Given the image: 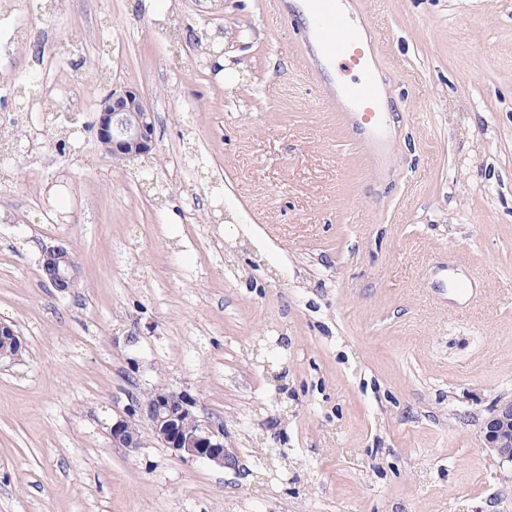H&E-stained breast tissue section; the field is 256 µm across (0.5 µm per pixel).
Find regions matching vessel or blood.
Segmentation results:
<instances>
[{
	"instance_id": "b4317fda",
	"label": "vessel or blood",
	"mask_w": 512,
	"mask_h": 512,
	"mask_svg": "<svg viewBox=\"0 0 512 512\" xmlns=\"http://www.w3.org/2000/svg\"><path fill=\"white\" fill-rule=\"evenodd\" d=\"M343 0H310L318 54L361 72L358 81L326 93L353 131L370 169L383 173L390 160V136L379 106L380 85L371 41L365 40L342 7Z\"/></svg>"
}]
</instances>
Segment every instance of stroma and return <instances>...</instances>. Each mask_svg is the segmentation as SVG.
Instances as JSON below:
<instances>
[{"label":"stroma","instance_id":"obj_1","mask_svg":"<svg viewBox=\"0 0 512 512\" xmlns=\"http://www.w3.org/2000/svg\"><path fill=\"white\" fill-rule=\"evenodd\" d=\"M32 2L0 0V93L53 86L80 146L23 112L0 163V321L26 346L0 365V512H512L480 437L512 398V0H350L379 33L380 177L275 0H59L49 23ZM126 86L154 149L122 162L91 125ZM59 243L64 294L40 267ZM459 273L483 295L453 313ZM156 386L235 465L159 443L137 408ZM119 419L142 448L113 447ZM40 266L46 279L59 293L70 292L80 275L74 253L64 245L45 248Z\"/></svg>","mask_w":512,"mask_h":512}]
</instances>
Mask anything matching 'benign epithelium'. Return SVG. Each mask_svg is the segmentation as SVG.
<instances>
[{
  "label": "benign epithelium",
  "instance_id": "obj_1",
  "mask_svg": "<svg viewBox=\"0 0 512 512\" xmlns=\"http://www.w3.org/2000/svg\"><path fill=\"white\" fill-rule=\"evenodd\" d=\"M97 139L110 148L112 158L127 161L147 156L153 150L154 115L134 87L112 90L103 96L95 120ZM40 266L49 283L60 293L75 287L79 265L64 245L42 251ZM0 361L20 360L23 342L9 325L0 323ZM151 425L154 438L176 456L205 461L219 467L236 464L234 452L225 444L224 428L198 419L189 398L163 387L152 389L138 403ZM483 445L501 460L512 462V400L500 402L482 427ZM112 445L135 451L142 436L132 422L120 419L110 428Z\"/></svg>",
  "mask_w": 512,
  "mask_h": 512
}]
</instances>
